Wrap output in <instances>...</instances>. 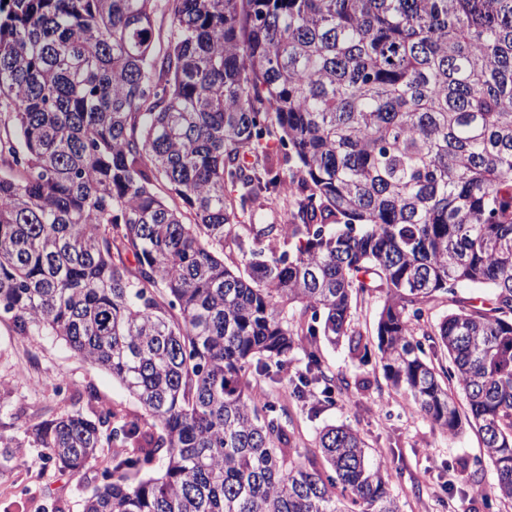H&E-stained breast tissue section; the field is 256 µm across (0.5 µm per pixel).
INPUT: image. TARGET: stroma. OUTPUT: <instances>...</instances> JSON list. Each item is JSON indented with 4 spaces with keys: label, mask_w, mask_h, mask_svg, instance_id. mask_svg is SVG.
Returning <instances> with one entry per match:
<instances>
[{
    "label": "stroma",
    "mask_w": 512,
    "mask_h": 512,
    "mask_svg": "<svg viewBox=\"0 0 512 512\" xmlns=\"http://www.w3.org/2000/svg\"><path fill=\"white\" fill-rule=\"evenodd\" d=\"M379 311L374 294L361 295L353 309L350 331L367 345V357L344 344L320 345L324 369L343 381L332 406L316 408L290 396V380L305 360L299 350L289 355L275 387L298 451L312 447L322 427L344 424L385 465L400 512H512V502L494 494L495 474L477 430L443 433L385 378L376 347ZM101 404L131 418L143 413L110 374L64 341L37 331L18 334L10 318H0V512H82L84 498L111 472L116 444L103 439L95 465L77 479L33 447L26 428Z\"/></svg>",
    "instance_id": "obj_1"
}]
</instances>
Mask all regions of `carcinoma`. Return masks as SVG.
<instances>
[{
    "mask_svg": "<svg viewBox=\"0 0 512 512\" xmlns=\"http://www.w3.org/2000/svg\"><path fill=\"white\" fill-rule=\"evenodd\" d=\"M271 197L291 223H250ZM373 292L386 379L476 428L512 501V0H0V314L154 420L112 428L126 448L82 512H400L356 430L302 455L251 385L299 349L291 394L333 404L317 337L358 348ZM442 295L439 370L412 324ZM116 417L31 434L77 477Z\"/></svg>",
    "mask_w": 512,
    "mask_h": 512,
    "instance_id": "1",
    "label": "carcinoma"
}]
</instances>
